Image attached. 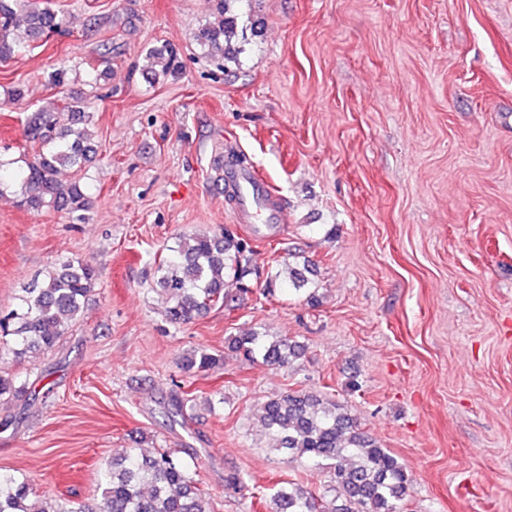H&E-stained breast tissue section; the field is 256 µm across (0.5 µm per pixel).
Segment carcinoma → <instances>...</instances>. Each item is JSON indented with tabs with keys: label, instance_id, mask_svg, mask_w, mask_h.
Here are the masks:
<instances>
[{
	"label": "carcinoma",
	"instance_id": "1",
	"mask_svg": "<svg viewBox=\"0 0 512 512\" xmlns=\"http://www.w3.org/2000/svg\"><path fill=\"white\" fill-rule=\"evenodd\" d=\"M216 16L196 34V41L213 58L236 53L238 14L233 3L212 0ZM67 15L32 0H0V62L24 52L30 43L66 31ZM151 79L177 72V54L166 46L149 50ZM91 103L72 99L55 112H29L25 136L37 145L33 157L13 171L11 182L0 176V196L16 188L20 206L31 212L51 208L78 219L91 205L88 186L79 178L64 181L65 171L80 172L96 155L91 127ZM155 285L167 295L166 320L182 324L210 309H235L233 302L249 292L257 273L251 239L232 225L219 234L195 231L182 234L168 253L155 262ZM308 262L275 273L287 288L310 290ZM97 280L95 267L85 260H63L42 279L23 288L15 306L0 314V341L19 358L29 351L52 350L82 315L84 303ZM224 349L264 363L288 366L301 355L300 345L288 339L270 340L256 331L224 337ZM223 365V356L199 349L186 359L185 368L208 371ZM28 393L7 373L0 374V400H16ZM273 450L306 462L310 471L330 474L329 488L336 501L290 481L277 490L276 512H402L413 482L407 464L376 438L359 428L343 408L320 394L290 390L266 402L261 416ZM28 481L0 472V512H209L207 499L187 464L165 448L150 455L134 448L112 457L101 473L96 501L89 505L56 508L50 503L29 504Z\"/></svg>",
	"mask_w": 512,
	"mask_h": 512
}]
</instances>
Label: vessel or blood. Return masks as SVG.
I'll return each mask as SVG.
<instances>
[{
  "mask_svg": "<svg viewBox=\"0 0 512 512\" xmlns=\"http://www.w3.org/2000/svg\"><path fill=\"white\" fill-rule=\"evenodd\" d=\"M224 180L238 198L235 214L238 223H286L284 207L255 168L225 163Z\"/></svg>",
  "mask_w": 512,
  "mask_h": 512,
  "instance_id": "obj_1",
  "label": "vessel or blood"
}]
</instances>
